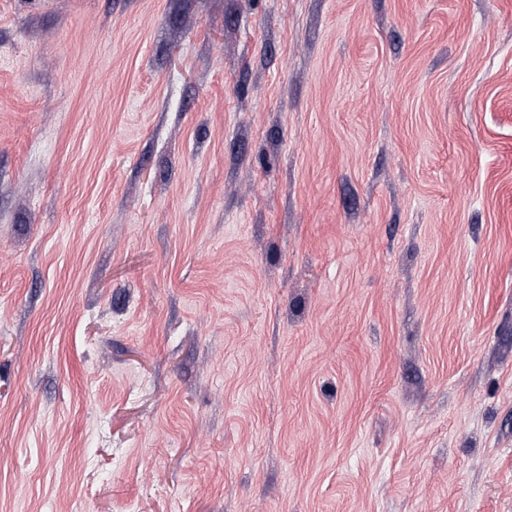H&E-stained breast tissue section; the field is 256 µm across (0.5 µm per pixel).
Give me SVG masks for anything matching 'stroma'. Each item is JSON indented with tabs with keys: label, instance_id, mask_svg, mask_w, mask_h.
I'll use <instances>...</instances> for the list:
<instances>
[{
	"label": "stroma",
	"instance_id": "stroma-1",
	"mask_svg": "<svg viewBox=\"0 0 512 512\" xmlns=\"http://www.w3.org/2000/svg\"><path fill=\"white\" fill-rule=\"evenodd\" d=\"M0 512H512V0H0Z\"/></svg>",
	"mask_w": 512,
	"mask_h": 512
}]
</instances>
